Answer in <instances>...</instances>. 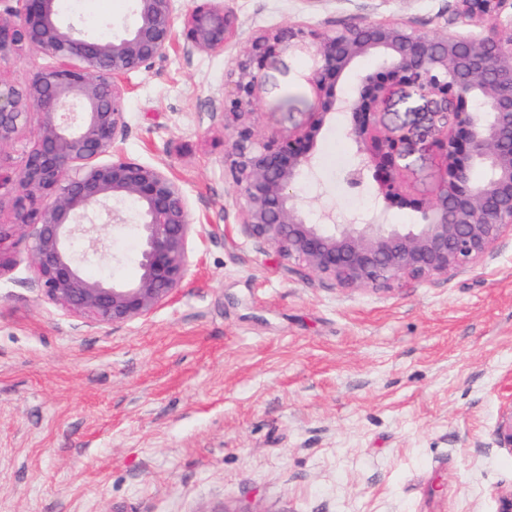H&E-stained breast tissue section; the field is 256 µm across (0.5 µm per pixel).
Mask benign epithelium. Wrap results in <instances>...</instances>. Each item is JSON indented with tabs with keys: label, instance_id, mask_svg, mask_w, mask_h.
Wrapping results in <instances>:
<instances>
[{
	"label": "benign epithelium",
	"instance_id": "1",
	"mask_svg": "<svg viewBox=\"0 0 512 512\" xmlns=\"http://www.w3.org/2000/svg\"><path fill=\"white\" fill-rule=\"evenodd\" d=\"M193 3L184 23L186 46L224 52L237 35L218 0ZM456 19L485 21L482 34L428 35L401 20H374L313 34L301 27L262 33L231 63L223 111L231 125L225 163L242 200L240 231L250 240L345 290L391 288L403 278L425 281L481 262L512 236V0H455ZM135 22L110 39L62 19L59 0H0V64L26 55L46 59L16 83L0 77V149L14 143L39 115L33 145L19 168L0 163V272L16 265L10 241H26L40 299L99 325L146 318L180 288L190 267L189 242L203 238L189 199L163 169L122 155L126 136L123 84L129 73L165 57L177 38L174 0H132ZM308 54L307 82L322 97L310 126L286 138L258 129L255 107L264 62L280 52ZM354 96L336 86L355 64ZM435 96L453 116L432 148L442 160L434 198L415 202L400 180L406 134L383 131L376 106L391 86ZM347 112L354 146L348 183L367 174L382 205L354 212L346 223L310 220L298 201L301 175L313 169L325 117ZM485 172L480 183L475 168ZM136 203L141 240L139 279L130 284L86 277L82 263L106 248L99 222L122 224L118 203ZM409 206L419 224L389 223V208ZM496 443L512 447V403Z\"/></svg>",
	"mask_w": 512,
	"mask_h": 512
}]
</instances>
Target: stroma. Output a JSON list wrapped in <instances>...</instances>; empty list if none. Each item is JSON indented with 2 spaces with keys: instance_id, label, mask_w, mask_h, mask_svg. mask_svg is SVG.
Masks as SVG:
<instances>
[{
  "instance_id": "stroma-1",
  "label": "stroma",
  "mask_w": 512,
  "mask_h": 512,
  "mask_svg": "<svg viewBox=\"0 0 512 512\" xmlns=\"http://www.w3.org/2000/svg\"><path fill=\"white\" fill-rule=\"evenodd\" d=\"M238 23L221 54L176 46L129 74L130 159L168 170L203 239L172 301L118 328L70 316L30 286L25 248L0 273V512H498L512 452L495 430L512 403V238L475 267L391 289L346 292L246 239L224 155L225 72L257 34L326 33L401 19L428 34L480 33L454 0H223ZM65 19L117 35L130 0H76ZM311 59L261 72L259 127L288 135L319 111ZM444 104L396 85L378 105L409 135L405 178L434 196L428 146ZM350 117L325 120L297 194L311 219L378 201L350 189ZM100 225L92 278L139 275L135 205Z\"/></svg>"
}]
</instances>
